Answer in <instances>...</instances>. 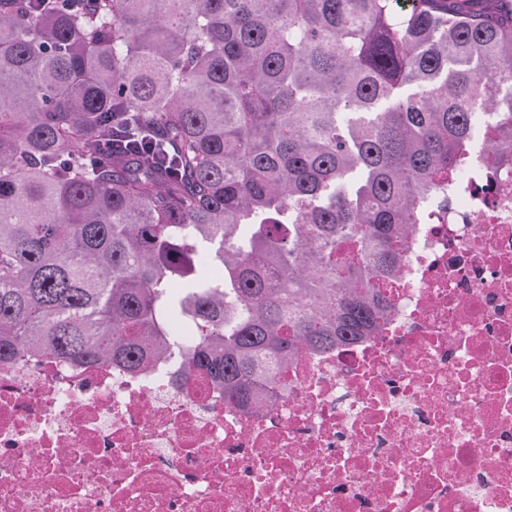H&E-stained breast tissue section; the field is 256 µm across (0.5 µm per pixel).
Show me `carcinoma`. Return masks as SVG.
<instances>
[{
	"mask_svg": "<svg viewBox=\"0 0 512 512\" xmlns=\"http://www.w3.org/2000/svg\"><path fill=\"white\" fill-rule=\"evenodd\" d=\"M408 2L0 0V361L168 352L250 410L376 331L448 167L512 158V0ZM168 330L173 339L181 343L191 344L200 335L199 325L182 316H173L167 321Z\"/></svg>",
	"mask_w": 512,
	"mask_h": 512,
	"instance_id": "carcinoma-1",
	"label": "carcinoma"
}]
</instances>
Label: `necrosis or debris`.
Here are the masks:
<instances>
[{
  "instance_id": "obj_1",
  "label": "necrosis or debris",
  "mask_w": 512,
  "mask_h": 512,
  "mask_svg": "<svg viewBox=\"0 0 512 512\" xmlns=\"http://www.w3.org/2000/svg\"><path fill=\"white\" fill-rule=\"evenodd\" d=\"M378 330L246 412L179 360L0 362V512H512V162L448 172Z\"/></svg>"
}]
</instances>
